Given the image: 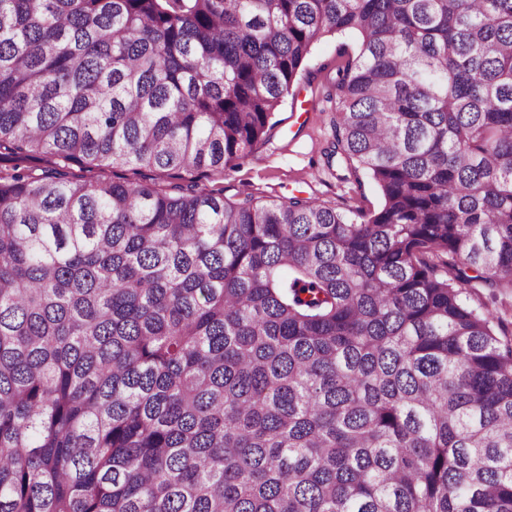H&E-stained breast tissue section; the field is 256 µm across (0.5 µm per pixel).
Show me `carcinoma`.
I'll list each match as a JSON object with an SVG mask.
<instances>
[{
  "label": "carcinoma",
  "mask_w": 512,
  "mask_h": 512,
  "mask_svg": "<svg viewBox=\"0 0 512 512\" xmlns=\"http://www.w3.org/2000/svg\"><path fill=\"white\" fill-rule=\"evenodd\" d=\"M335 34L379 210L199 183ZM0 152V512H512V0H0ZM468 304L478 311H490L502 317L506 326L512 330V296L494 300L487 291L468 296Z\"/></svg>",
  "instance_id": "1"
}]
</instances>
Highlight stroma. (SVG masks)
<instances>
[{
    "label": "stroma",
    "instance_id": "obj_1",
    "mask_svg": "<svg viewBox=\"0 0 512 512\" xmlns=\"http://www.w3.org/2000/svg\"><path fill=\"white\" fill-rule=\"evenodd\" d=\"M351 35L326 36L318 41L293 87V95L280 107L277 126L266 145L257 148L224 180V196L238 200L254 194L263 200L298 196L312 198L337 211L373 212L382 197L370 179H345V164L327 165L325 152L333 140V90L336 67L344 53L357 51Z\"/></svg>",
    "mask_w": 512,
    "mask_h": 512
}]
</instances>
